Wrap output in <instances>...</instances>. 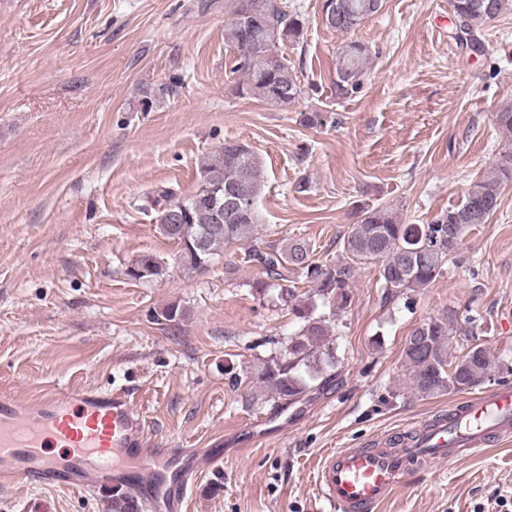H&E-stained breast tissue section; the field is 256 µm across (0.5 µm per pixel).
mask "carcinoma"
<instances>
[{
    "mask_svg": "<svg viewBox=\"0 0 512 512\" xmlns=\"http://www.w3.org/2000/svg\"><path fill=\"white\" fill-rule=\"evenodd\" d=\"M509 0H450L452 12L465 32L507 10ZM231 21L225 29V42L233 50L231 73L242 76L236 93L256 99L278 110L294 104L302 94L298 71L281 51L286 42L302 36L299 16L291 13L288 0H228ZM382 4L374 0H323L326 25L339 33H349L377 14ZM368 46L360 42L343 44L336 52L334 91L349 97L360 91ZM175 83L142 89L139 110L151 112L161 99L175 92ZM494 125L508 148L468 188L456 202L428 224H404L386 206L362 205L358 220L343 238V260L322 264L311 257L309 245L300 240L268 245L265 252L252 250L244 261L256 262L261 276L252 288L266 294L275 281L286 280L288 270L302 273L311 284L313 297L333 309L345 311L352 303V282L358 264L379 267L384 288L393 295L419 293L443 275L444 267L457 251L463 237L477 224H485L497 211L502 184L512 181V104L495 112ZM262 165L250 147L237 140L210 154L201 164L197 190L182 197L165 188L149 198L162 214L168 209L184 214L181 230L174 240L179 246L181 265L192 271L203 268L224 254V250L251 237L260 224L258 199L261 194ZM230 196L244 204L225 215L216 226L214 215ZM162 274L160 260L152 254L140 256L127 268L135 281H150ZM278 298L292 304V311L304 321L301 330L288 338L287 346L260 362L249 383L276 398L293 400L305 395L311 383L324 387L330 381L325 367L334 368L335 338L331 323L314 316L312 297L298 299L297 289L282 288ZM407 388L423 396L467 393L486 383L493 369L512 370L504 362L495 364L490 352L479 346L465 354L451 353L448 316L431 317L412 331L403 348ZM110 512H139L140 503L131 495L112 492Z\"/></svg>",
    "mask_w": 512,
    "mask_h": 512,
    "instance_id": "obj_1",
    "label": "carcinoma"
}]
</instances>
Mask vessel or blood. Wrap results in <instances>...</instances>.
<instances>
[{"label": "vessel or blood", "instance_id": "obj_1", "mask_svg": "<svg viewBox=\"0 0 512 512\" xmlns=\"http://www.w3.org/2000/svg\"><path fill=\"white\" fill-rule=\"evenodd\" d=\"M413 443L339 448L328 453L316 483L335 512H376L416 469L485 452L512 437V389L449 407L419 424ZM220 448L177 454L146 443L143 415L122 392L64 389L20 405L0 396V479L94 491L116 486L141 497L146 512H181L189 483L223 460Z\"/></svg>", "mask_w": 512, "mask_h": 512}]
</instances>
